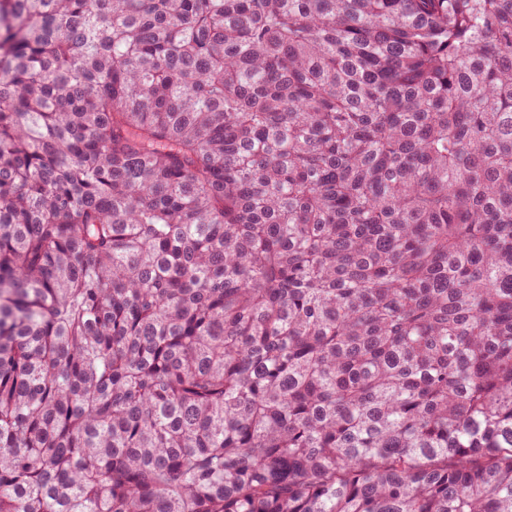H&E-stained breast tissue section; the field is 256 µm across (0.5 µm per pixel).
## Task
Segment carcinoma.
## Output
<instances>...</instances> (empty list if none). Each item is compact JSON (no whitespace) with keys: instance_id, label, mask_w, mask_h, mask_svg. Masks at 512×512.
<instances>
[{"instance_id":"obj_1","label":"carcinoma","mask_w":512,"mask_h":512,"mask_svg":"<svg viewBox=\"0 0 512 512\" xmlns=\"http://www.w3.org/2000/svg\"><path fill=\"white\" fill-rule=\"evenodd\" d=\"M0 512H512V0H0Z\"/></svg>"}]
</instances>
